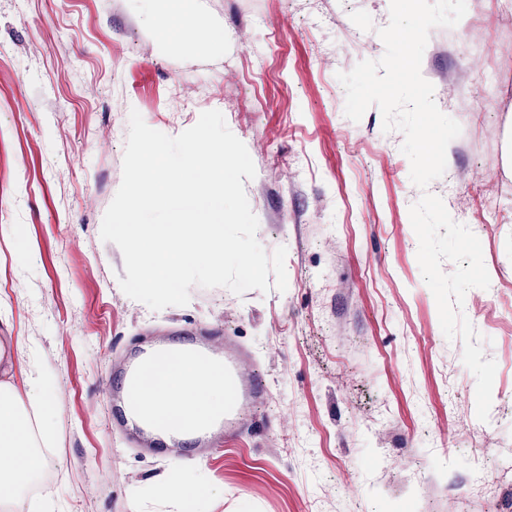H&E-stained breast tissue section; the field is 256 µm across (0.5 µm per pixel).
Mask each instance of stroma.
<instances>
[{
	"label": "stroma",
	"mask_w": 512,
	"mask_h": 512,
	"mask_svg": "<svg viewBox=\"0 0 512 512\" xmlns=\"http://www.w3.org/2000/svg\"><path fill=\"white\" fill-rule=\"evenodd\" d=\"M390 0H0V339L53 401L52 488L30 512H193L174 477L205 484L209 512H512V477L471 494L469 450L512 461V72L435 28L421 72L458 79L438 108L462 132L446 173L420 190L378 107L344 114L338 72L384 53ZM203 30L184 45L185 25ZM344 63H336V55ZM169 136L221 111L256 168L246 181L266 252L287 249L286 291L190 290L159 311L127 297L120 249L100 237L122 181L129 115ZM494 139H486L487 127ZM466 197L495 300L463 311L496 363L488 421L461 340L441 330L409 209ZM224 342L259 396L245 425L141 442L117 389L158 343Z\"/></svg>",
	"instance_id": "1"
}]
</instances>
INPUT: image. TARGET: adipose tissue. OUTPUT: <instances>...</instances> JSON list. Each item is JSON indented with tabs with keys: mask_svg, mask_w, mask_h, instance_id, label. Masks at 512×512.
I'll return each instance as SVG.
<instances>
[{
	"mask_svg": "<svg viewBox=\"0 0 512 512\" xmlns=\"http://www.w3.org/2000/svg\"><path fill=\"white\" fill-rule=\"evenodd\" d=\"M152 384L140 393V405L156 429L177 425L188 434L223 413L228 402L224 365L216 358L199 359L173 350L166 364L151 373ZM45 380L26 372L21 364L0 353V448L8 456L0 465V503L8 512H25L22 487L45 468L46 459L34 450L36 441H49L50 431L34 437L29 426L30 408L50 402Z\"/></svg>",
	"mask_w": 512,
	"mask_h": 512,
	"instance_id": "adipose-tissue-1",
	"label": "adipose tissue"
}]
</instances>
